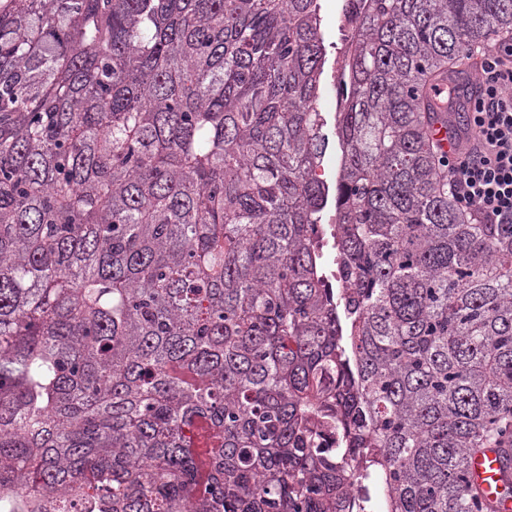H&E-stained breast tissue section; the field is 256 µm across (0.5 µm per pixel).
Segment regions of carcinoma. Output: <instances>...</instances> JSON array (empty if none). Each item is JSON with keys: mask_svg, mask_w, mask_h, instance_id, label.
Returning <instances> with one entry per match:
<instances>
[{"mask_svg": "<svg viewBox=\"0 0 512 512\" xmlns=\"http://www.w3.org/2000/svg\"><path fill=\"white\" fill-rule=\"evenodd\" d=\"M336 264L319 0H0V503L500 512L512 224L448 195L430 86L512 0H350ZM472 470L480 477L483 489L488 494V498L495 500L502 492L501 484L497 480L496 470L499 467L498 461L494 455H476L472 460Z\"/></svg>", "mask_w": 512, "mask_h": 512, "instance_id": "1", "label": "carcinoma"}]
</instances>
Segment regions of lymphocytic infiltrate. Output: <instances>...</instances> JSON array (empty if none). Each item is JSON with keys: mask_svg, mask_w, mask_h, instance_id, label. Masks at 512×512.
<instances>
[{"mask_svg": "<svg viewBox=\"0 0 512 512\" xmlns=\"http://www.w3.org/2000/svg\"><path fill=\"white\" fill-rule=\"evenodd\" d=\"M464 136L448 152L455 202L482 223L512 224V41L483 63Z\"/></svg>", "mask_w": 512, "mask_h": 512, "instance_id": "f902f5d3", "label": "lymphocytic infiltrate"}]
</instances>
